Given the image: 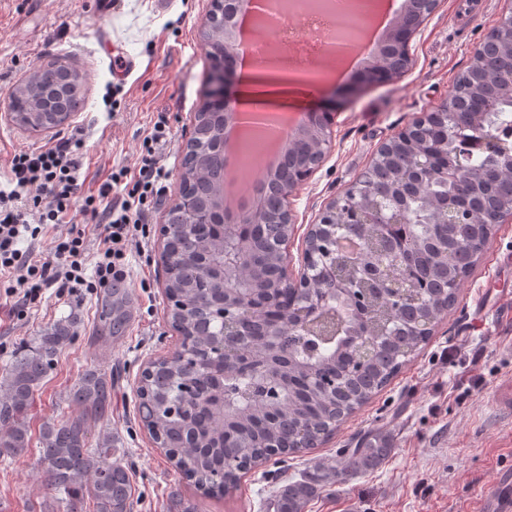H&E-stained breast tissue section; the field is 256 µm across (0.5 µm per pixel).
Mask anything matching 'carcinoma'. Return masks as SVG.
<instances>
[{
  "mask_svg": "<svg viewBox=\"0 0 512 512\" xmlns=\"http://www.w3.org/2000/svg\"><path fill=\"white\" fill-rule=\"evenodd\" d=\"M512 83V46L504 39L491 68L470 67L458 99V111L482 115L483 130L500 135L512 128V98L502 89ZM461 128L448 123V162L463 155L466 170L477 176L463 189L450 180L424 176L408 190L405 224H346L332 228L338 238L358 232L361 255L342 263L349 285L333 292L315 289L322 306L342 321L339 336L311 349L295 328L297 305L276 288L279 266L268 250L267 227L253 228L256 247L237 255L236 239L224 240L209 224H181L167 262L172 267L167 293L185 310L170 315L180 333V351L151 362V373L137 386V414L153 441L195 490L224 498L238 490L242 477L274 460L305 452L306 438L324 441L385 388L432 337L436 325L454 307L461 282L496 225L491 219L512 209V158L486 153L476 135L459 139ZM434 165L429 149L402 148L391 167V180L378 183L383 208L392 205L391 183L410 170ZM474 214L471 224H445L431 201ZM195 242L202 258L227 253L240 260L227 288H199L200 267L188 262L182 239ZM259 287L260 299L276 305L281 335L263 339L264 316L241 312V336H224L212 320L210 302L234 304L245 290ZM118 339L127 314L109 306L103 312ZM77 316L58 321L20 351L0 379V457H21L31 447L27 414L56 357L73 338ZM250 356L256 366L224 361L222 351ZM197 383L187 402L183 387ZM81 408L77 416L43 422L37 467L57 504L56 512H133L132 477L112 459L116 449L106 436L91 444L92 428L112 414V379L87 371L69 393ZM380 431L361 435L346 449L341 464H321L293 477L270 495L274 512H305L326 487L344 484L358 473L381 467L392 452Z\"/></svg>",
  "mask_w": 512,
  "mask_h": 512,
  "instance_id": "obj_1",
  "label": "carcinoma"
}]
</instances>
